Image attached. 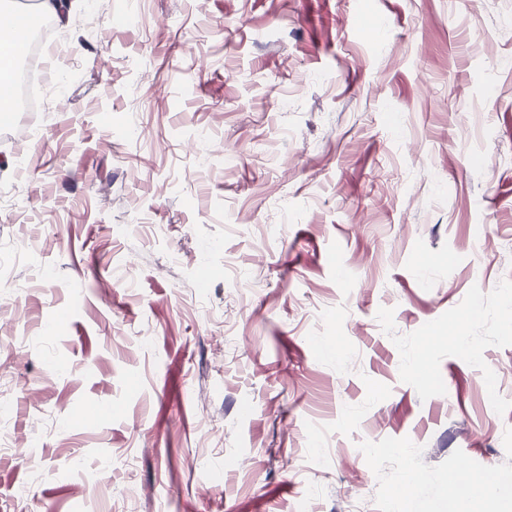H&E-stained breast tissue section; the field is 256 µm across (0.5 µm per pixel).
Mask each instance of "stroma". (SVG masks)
<instances>
[{
  "label": "stroma",
  "instance_id": "35a3bbf8",
  "mask_svg": "<svg viewBox=\"0 0 512 512\" xmlns=\"http://www.w3.org/2000/svg\"><path fill=\"white\" fill-rule=\"evenodd\" d=\"M61 30L0 115V512H512V0ZM46 45L43 40L40 44L37 64L32 76V88L37 97V109L35 112H41L49 103L56 98L61 91L62 81L64 80L63 74H50L48 72V65L43 64L41 67V52ZM448 502L450 512H482L489 491L496 482L482 476L454 479L450 483Z\"/></svg>",
  "mask_w": 512,
  "mask_h": 512
}]
</instances>
